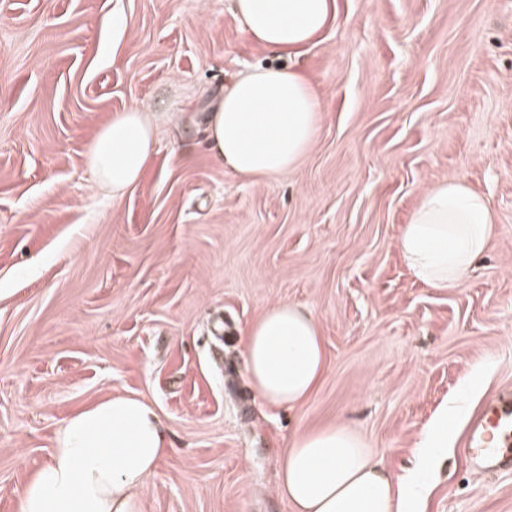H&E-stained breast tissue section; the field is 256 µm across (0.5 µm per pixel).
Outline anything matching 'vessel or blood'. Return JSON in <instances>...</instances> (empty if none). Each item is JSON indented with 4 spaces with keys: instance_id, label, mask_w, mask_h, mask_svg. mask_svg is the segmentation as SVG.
Returning <instances> with one entry per match:
<instances>
[{
    "instance_id": "1",
    "label": "vessel or blood",
    "mask_w": 512,
    "mask_h": 512,
    "mask_svg": "<svg viewBox=\"0 0 512 512\" xmlns=\"http://www.w3.org/2000/svg\"><path fill=\"white\" fill-rule=\"evenodd\" d=\"M465 453L470 463L489 471L512 472V394L485 401L468 424Z\"/></svg>"
}]
</instances>
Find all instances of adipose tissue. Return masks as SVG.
Returning a JSON list of instances; mask_svg holds the SVG:
<instances>
[{"label":"adipose tissue","mask_w":512,"mask_h":512,"mask_svg":"<svg viewBox=\"0 0 512 512\" xmlns=\"http://www.w3.org/2000/svg\"><path fill=\"white\" fill-rule=\"evenodd\" d=\"M252 42L280 65L240 71L207 114L214 156L239 176L262 181L299 165L316 141L322 106L312 79L294 60L336 20V0H231ZM157 118L137 109L115 113L89 142L96 185L121 200L156 152ZM496 233L487 198L464 181L425 191L398 239L413 276L437 289L457 287ZM251 387L263 404L308 402L326 372L317 319L280 302L244 334ZM155 408L137 395H114L64 419L48 460L33 474L17 512H142L141 493L167 454ZM278 492L291 512H410L418 477L396 476L343 425L298 432L285 448Z\"/></svg>","instance_id":"obj_1"}]
</instances>
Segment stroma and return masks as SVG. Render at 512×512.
<instances>
[{"label":"stroma","mask_w":512,"mask_h":512,"mask_svg":"<svg viewBox=\"0 0 512 512\" xmlns=\"http://www.w3.org/2000/svg\"><path fill=\"white\" fill-rule=\"evenodd\" d=\"M277 61L226 0H0V512L65 418L124 394L169 441L143 512H289L284 449L337 424L392 474L417 470L444 410L411 512H512V474L460 450L469 417L512 391V0H337L299 61L323 106L316 142L255 184L195 114ZM131 107L158 115L156 153L116 202L85 153ZM452 179L488 198L497 234L439 290L397 241L421 193ZM278 302L318 320L326 353L291 409L255 397L239 342ZM448 433V411L440 413L432 423L429 432L420 440L418 448L424 458H427L435 448H439L440 437Z\"/></svg>","instance_id":"35a3bbf8"}]
</instances>
